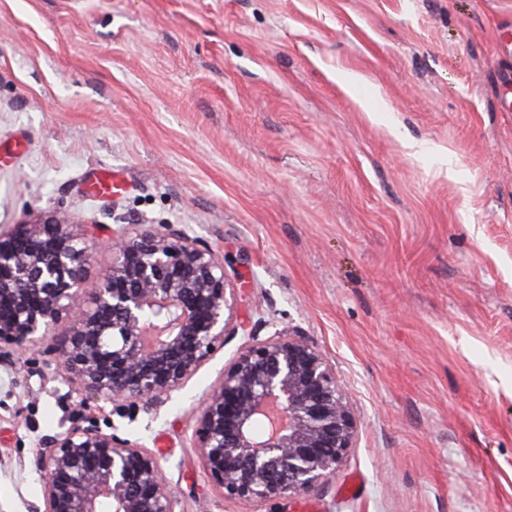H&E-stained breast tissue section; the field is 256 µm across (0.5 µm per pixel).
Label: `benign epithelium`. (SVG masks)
<instances>
[{
	"instance_id": "7a95c632",
	"label": "benign epithelium",
	"mask_w": 512,
	"mask_h": 512,
	"mask_svg": "<svg viewBox=\"0 0 512 512\" xmlns=\"http://www.w3.org/2000/svg\"><path fill=\"white\" fill-rule=\"evenodd\" d=\"M112 266L83 308L91 239L64 215L0 232V363L65 375L89 400L157 415L224 347L232 320L224 263L173 224L112 231ZM73 314L43 357L39 337ZM358 419L320 350L277 330L246 343L201 405L194 448L224 496L305 493L354 447ZM43 498L31 512H176L178 498L144 448L80 417L42 441Z\"/></svg>"
}]
</instances>
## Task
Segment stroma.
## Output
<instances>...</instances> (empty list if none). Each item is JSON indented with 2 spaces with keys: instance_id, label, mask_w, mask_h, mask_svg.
I'll return each instance as SVG.
<instances>
[{
  "instance_id": "1",
  "label": "stroma",
  "mask_w": 512,
  "mask_h": 512,
  "mask_svg": "<svg viewBox=\"0 0 512 512\" xmlns=\"http://www.w3.org/2000/svg\"><path fill=\"white\" fill-rule=\"evenodd\" d=\"M512 0H0V229L183 224L233 333L158 416L103 404L182 512L224 497L199 406L249 335H303L359 419L319 512H512ZM117 172L125 189L89 194ZM0 363V512L81 399ZM359 491H345L351 480Z\"/></svg>"
}]
</instances>
